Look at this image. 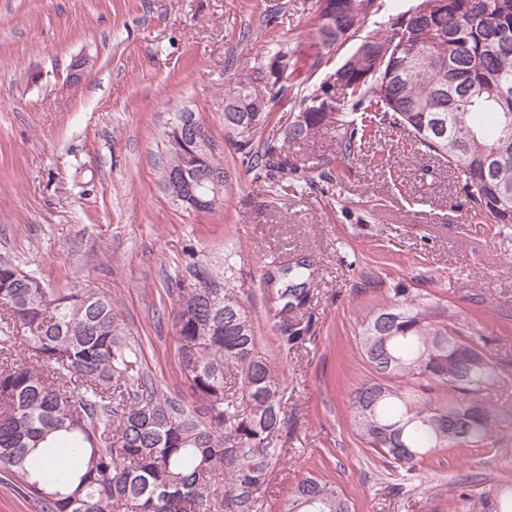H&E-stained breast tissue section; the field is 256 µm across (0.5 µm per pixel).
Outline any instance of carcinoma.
<instances>
[{
  "instance_id": "cac0c4a2",
  "label": "carcinoma",
  "mask_w": 512,
  "mask_h": 512,
  "mask_svg": "<svg viewBox=\"0 0 512 512\" xmlns=\"http://www.w3.org/2000/svg\"><path fill=\"white\" fill-rule=\"evenodd\" d=\"M375 0H318L310 46L359 33ZM306 76L279 39L224 99V131L267 187L269 204L306 189L329 192V162L301 166L286 143L339 131L347 158L388 123L462 184L467 220L512 227V0H417L368 31L335 70ZM297 111L267 131L277 100ZM176 283L180 375L197 406L174 399L145 372L112 298L94 288L55 292L0 256V467L40 512H257L273 467L270 443L287 424L284 394L258 348L255 324L224 270L188 266ZM285 283L279 313L303 308L313 269L298 258L268 273ZM286 324L281 344L305 339ZM487 338L458 312L399 288L363 321L370 377L352 393L356 435L403 481L441 448L484 447L493 436L486 397L499 381ZM31 353L27 363L17 357ZM443 391L442 398L425 394ZM63 448L67 461L42 457ZM462 512H512V488L476 497L456 485ZM287 512H350L328 482L305 477Z\"/></svg>"
}]
</instances>
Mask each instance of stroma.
<instances>
[{"label":"stroma","mask_w":512,"mask_h":512,"mask_svg":"<svg viewBox=\"0 0 512 512\" xmlns=\"http://www.w3.org/2000/svg\"><path fill=\"white\" fill-rule=\"evenodd\" d=\"M315 11L316 0H0V256L53 291L109 295L145 371L185 402L172 286L188 264L235 256L240 300L288 396L259 512H284L309 474L351 512H457L459 479L477 495L512 485V321L497 314L512 306V229L468 223L456 178L387 126L349 159L333 129L289 144L298 162L333 161L335 195L268 205L224 132V92L270 37L305 49ZM79 57L93 67L75 83ZM185 109L232 175L209 213L184 210L163 185L164 132ZM298 257L315 270L296 313L315 339L284 348L288 317L265 279L270 263ZM398 288L452 304L501 371L491 444L441 449L404 485L355 435L349 403L369 376L362 322Z\"/></svg>","instance_id":"obj_1"}]
</instances>
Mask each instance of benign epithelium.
<instances>
[{
  "label": "benign epithelium",
  "mask_w": 512,
  "mask_h": 512,
  "mask_svg": "<svg viewBox=\"0 0 512 512\" xmlns=\"http://www.w3.org/2000/svg\"><path fill=\"white\" fill-rule=\"evenodd\" d=\"M168 138L175 147L177 167L166 170V179L174 201L187 210L203 209L213 203V199L201 192V188L212 186L214 194L221 193L224 180L209 174L191 182L187 173L197 169L198 163L189 162L190 157L197 156V151L207 148L208 139L205 130L197 126L189 114L179 115L169 124Z\"/></svg>",
  "instance_id": "7a95c632"
}]
</instances>
